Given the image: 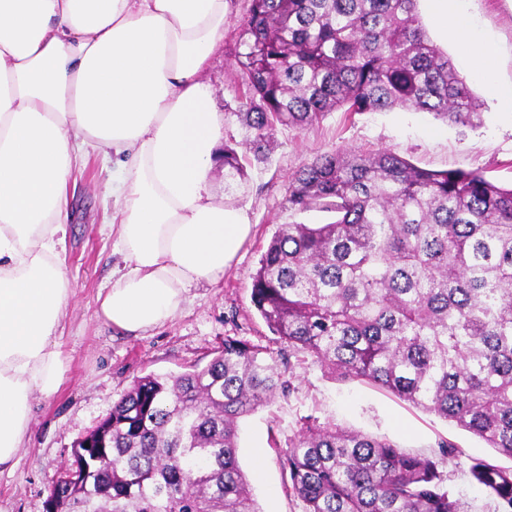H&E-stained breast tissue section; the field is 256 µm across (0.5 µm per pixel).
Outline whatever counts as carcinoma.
Segmentation results:
<instances>
[{"label": "carcinoma", "mask_w": 512, "mask_h": 512, "mask_svg": "<svg viewBox=\"0 0 512 512\" xmlns=\"http://www.w3.org/2000/svg\"><path fill=\"white\" fill-rule=\"evenodd\" d=\"M418 0H251L236 68L245 95L224 140V200L269 161L277 127L334 110L395 107L474 125L479 104L426 34ZM283 224L252 274L274 341L327 373L433 413L512 458V187L479 171L427 170L388 151L336 147L296 170ZM290 384L269 348L227 337L205 365L136 378L106 415L111 469L67 465L54 512H260L237 459L239 419ZM305 512H459L439 460L385 437L305 421L280 455ZM473 479L512 512V469L476 458Z\"/></svg>", "instance_id": "cac0c4a2"}]
</instances>
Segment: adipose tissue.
I'll list each match as a JSON object with an SVG mask.
<instances>
[{"label": "adipose tissue", "instance_id": "adipose-tissue-1", "mask_svg": "<svg viewBox=\"0 0 512 512\" xmlns=\"http://www.w3.org/2000/svg\"><path fill=\"white\" fill-rule=\"evenodd\" d=\"M428 15L479 74L490 50L460 0ZM231 0H0V472L13 469L35 397L68 373L58 340L72 290L57 250L67 184L86 148L119 172L96 316L138 336L191 289L219 282L252 226L212 188L224 136L204 80Z\"/></svg>", "mask_w": 512, "mask_h": 512}]
</instances>
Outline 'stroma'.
<instances>
[{"mask_svg":"<svg viewBox=\"0 0 512 512\" xmlns=\"http://www.w3.org/2000/svg\"><path fill=\"white\" fill-rule=\"evenodd\" d=\"M467 12L494 50L489 75L475 73L453 42L443 40L437 24L427 23L429 37L441 44L480 103L476 126H455L425 112L396 108L350 115L336 110L319 124L298 130L277 127L270 160L248 167V183L238 206L253 225L236 261L214 285L192 289L172 323L133 337L97 319V295L112 279L117 258L112 237V168L95 151L75 165L68 234L61 256L73 288L62 319L59 342L70 360L68 377L53 396L39 399L29 437L13 471L0 473V512H44L52 482L70 457L76 439L107 415L134 378L150 373L177 375L191 365L206 364L225 337L267 344L270 332L251 302V275L268 242L284 224H321L318 211L297 213L285 200L291 175L317 156L341 146L359 152L389 151L431 170H478L500 186L512 185V112L498 111L492 90H512V0H465ZM249 0H232L224 24V42L207 77L217 108H239L243 80L232 60ZM290 395H279L240 421L238 459L249 477L261 512H304L289 495L279 466L287 447L309 416L373 436H388L406 451L432 455L442 442L457 454L442 470L461 512H495V502L469 474L472 459L488 458L511 468L483 440L434 414L415 408L370 385L334 379L303 354L291 357L286 374Z\"/></svg>","mask_w":512,"mask_h":512,"instance_id":"obj_1","label":"stroma"}]
</instances>
